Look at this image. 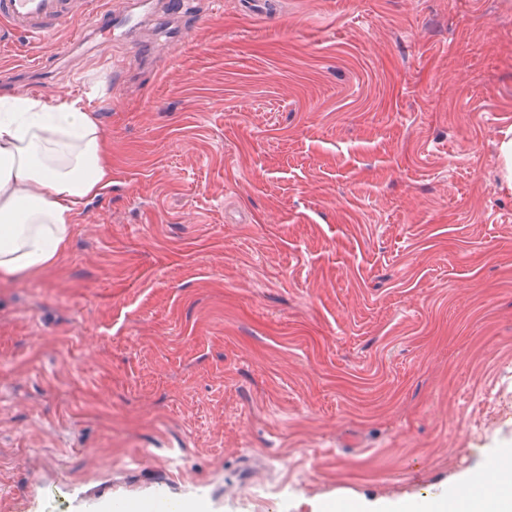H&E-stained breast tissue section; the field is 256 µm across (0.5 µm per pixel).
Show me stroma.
<instances>
[{
	"label": "stroma",
	"instance_id": "stroma-1",
	"mask_svg": "<svg viewBox=\"0 0 512 512\" xmlns=\"http://www.w3.org/2000/svg\"><path fill=\"white\" fill-rule=\"evenodd\" d=\"M162 2L0 40V97L81 100L112 154L66 254L0 276V512L465 485L512 449V0ZM125 8L121 12L112 10V1L108 2V7L97 13L93 22L94 32L101 35L104 39L112 41V32L116 30L129 31L138 24V13L136 9H141V1L124 2ZM134 6V7H133ZM118 14V15H117ZM124 28V30H123Z\"/></svg>",
	"mask_w": 512,
	"mask_h": 512
}]
</instances>
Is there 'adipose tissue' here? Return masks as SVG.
<instances>
[{
	"instance_id": "1",
	"label": "adipose tissue",
	"mask_w": 512,
	"mask_h": 512,
	"mask_svg": "<svg viewBox=\"0 0 512 512\" xmlns=\"http://www.w3.org/2000/svg\"><path fill=\"white\" fill-rule=\"evenodd\" d=\"M111 185L112 159L93 113L26 96L0 104V274L54 265L83 206Z\"/></svg>"
}]
</instances>
